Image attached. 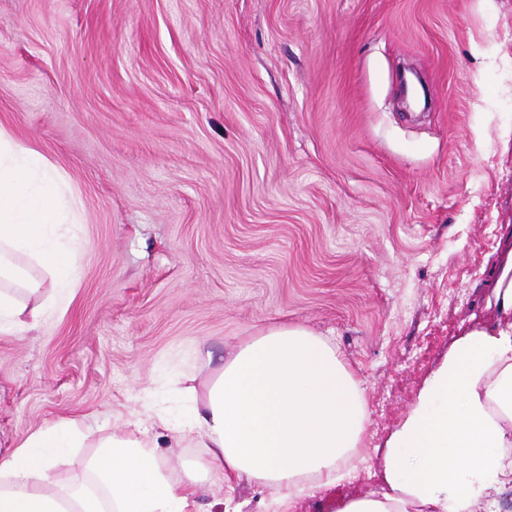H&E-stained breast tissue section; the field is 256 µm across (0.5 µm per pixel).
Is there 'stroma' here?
Instances as JSON below:
<instances>
[{
	"instance_id": "obj_1",
	"label": "stroma",
	"mask_w": 512,
	"mask_h": 512,
	"mask_svg": "<svg viewBox=\"0 0 512 512\" xmlns=\"http://www.w3.org/2000/svg\"><path fill=\"white\" fill-rule=\"evenodd\" d=\"M0 127L78 198L65 313L0 335V455L82 418L80 479L148 390L203 391L246 336L328 339L366 395L357 470L286 512L381 492L380 457L512 250V0H0ZM209 512H275L206 478Z\"/></svg>"
}]
</instances>
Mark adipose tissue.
Listing matches in <instances>:
<instances>
[{"instance_id": "ef3b65f1", "label": "adipose tissue", "mask_w": 512, "mask_h": 512, "mask_svg": "<svg viewBox=\"0 0 512 512\" xmlns=\"http://www.w3.org/2000/svg\"><path fill=\"white\" fill-rule=\"evenodd\" d=\"M82 221L56 166L0 129V335L67 308L85 247L70 227ZM496 289L508 322L455 344L383 450V492L337 512H495L512 485V252ZM157 420L204 450L181 478L130 416L99 442L94 486L58 483L65 449L85 438L81 419L68 417L0 459V512H202L203 475L214 469L288 505L338 483L362 446L365 395L335 347L279 323L247 337L182 414Z\"/></svg>"}]
</instances>
